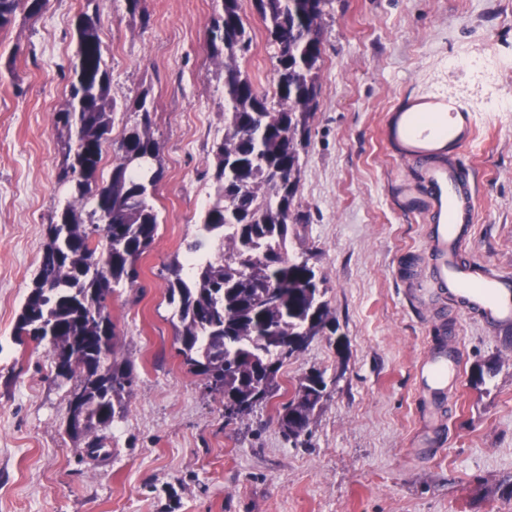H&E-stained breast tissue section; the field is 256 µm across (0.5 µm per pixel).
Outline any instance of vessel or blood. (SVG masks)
I'll use <instances>...</instances> for the list:
<instances>
[{
    "label": "vessel or blood",
    "instance_id": "obj_1",
    "mask_svg": "<svg viewBox=\"0 0 512 512\" xmlns=\"http://www.w3.org/2000/svg\"><path fill=\"white\" fill-rule=\"evenodd\" d=\"M472 113L461 111L455 98L431 101L425 112L393 113L385 127L390 142L404 143L409 166L398 184L406 210L423 218V267L418 296L448 294L461 313L480 325L512 333V274L467 255L477 219L471 167L463 152L474 140ZM421 183H414L410 170ZM461 365L455 347H431L419 367V387L430 407L426 434L419 447H429L443 425L444 400L457 389Z\"/></svg>",
    "mask_w": 512,
    "mask_h": 512
}]
</instances>
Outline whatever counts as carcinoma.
Masks as SVG:
<instances>
[{
    "instance_id": "carcinoma-1",
    "label": "carcinoma",
    "mask_w": 512,
    "mask_h": 512,
    "mask_svg": "<svg viewBox=\"0 0 512 512\" xmlns=\"http://www.w3.org/2000/svg\"><path fill=\"white\" fill-rule=\"evenodd\" d=\"M49 0H0V31L17 14L39 18ZM331 0H254L275 60L271 92L242 72L252 36L242 21L241 0H221L208 31L211 56L224 68V135L212 146L215 199L206 210L203 238L188 247L195 257L204 240L224 243L221 260L165 265L166 299L176 310L179 355L206 387L224 396L226 421L243 420L280 390L285 360L313 336L336 333V317L323 300V279L307 251L289 254L292 225L302 222L297 199L300 151L310 138L318 108L323 28ZM101 19L87 10L76 18V60L66 102L54 126L66 148L59 172L72 200L46 228L37 273L18 314L14 337L46 323L53 339L49 358L74 351L69 379H79L87 428L74 437L91 455L104 433L123 417L134 376L120 356L108 307L94 305L115 288L133 287L139 260L154 243L159 215L149 199L163 176L147 95L135 104L137 121L113 150L109 179L99 177L104 134L116 103L102 54ZM92 203L89 212L86 203ZM323 373L299 380L277 408L278 424L293 443L306 435L326 397Z\"/></svg>"
}]
</instances>
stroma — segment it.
Listing matches in <instances>:
<instances>
[{
    "mask_svg": "<svg viewBox=\"0 0 512 512\" xmlns=\"http://www.w3.org/2000/svg\"><path fill=\"white\" fill-rule=\"evenodd\" d=\"M84 0H50L47 12L0 32V512H512V334L488 330L441 299L430 306L411 281L421 272L422 225L403 212L397 146L387 116L408 98L440 91L474 113L468 155L479 166V222L471 255L512 272V70L460 64L463 55L512 57V0H332L323 35L318 109L301 153L305 216L293 250L308 248L336 315L335 335L289 358L278 395L247 424L224 420L177 353L163 267L183 256L214 198L211 146L224 133V69L207 32L220 0H96L110 95L103 145L152 103L163 176L152 203L158 235L134 287L109 302L133 393L105 434L106 459L87 457L66 430L69 381L44 347L13 338L37 272L46 227L67 196L57 183L65 148L53 115L65 103ZM253 37L241 69L270 89L273 60L252 0ZM457 324L462 382L446 401L443 433L415 441L428 405L416 369L434 343L433 311ZM329 380L305 445L275 418L306 373Z\"/></svg>",
    "mask_w": 512,
    "mask_h": 512,
    "instance_id": "35a3bbf8",
    "label": "stroma"
}]
</instances>
